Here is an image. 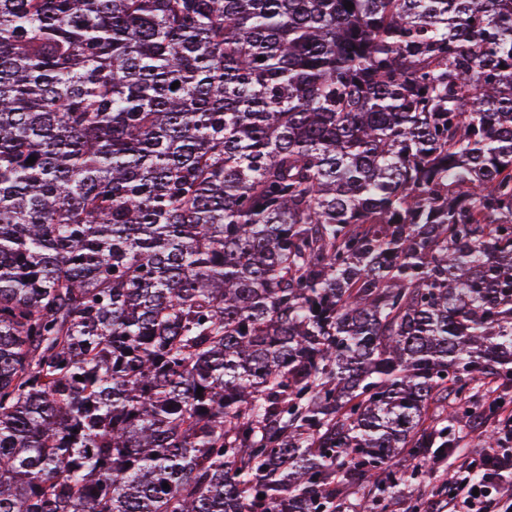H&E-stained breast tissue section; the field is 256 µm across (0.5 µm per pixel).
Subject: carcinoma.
Segmentation results:
<instances>
[{
	"instance_id": "cac0c4a2",
	"label": "carcinoma",
	"mask_w": 512,
	"mask_h": 512,
	"mask_svg": "<svg viewBox=\"0 0 512 512\" xmlns=\"http://www.w3.org/2000/svg\"><path fill=\"white\" fill-rule=\"evenodd\" d=\"M481 388L512 0H0V512H395Z\"/></svg>"
}]
</instances>
